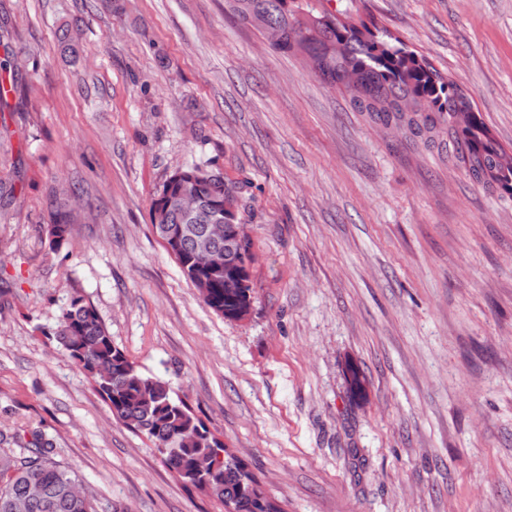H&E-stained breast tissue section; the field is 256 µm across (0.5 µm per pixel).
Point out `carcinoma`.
Returning a JSON list of instances; mask_svg holds the SVG:
<instances>
[{
    "label": "carcinoma",
    "instance_id": "carcinoma-1",
    "mask_svg": "<svg viewBox=\"0 0 512 512\" xmlns=\"http://www.w3.org/2000/svg\"><path fill=\"white\" fill-rule=\"evenodd\" d=\"M232 8L240 21L251 17L256 28L280 29L282 40L274 47L281 54H301L329 84L346 87L345 75L359 74V85L348 89L352 108L376 125L399 126L406 143L416 150L453 148L455 157L469 176L491 191L512 195V152L507 151L484 123L473 101L439 74L430 63L402 43H392L370 29H359L346 21L303 10L293 0H235ZM17 55L0 60V79H14ZM198 174L192 183L198 209L190 219L173 209L159 211L158 196L176 194L183 180ZM240 187L224 179L218 170L201 164L174 170L156 189L151 203V223L157 236L165 238L164 225L187 224L190 235L176 253L182 274L192 284L197 276L190 265L197 239L208 236L210 250L235 267L253 259L251 241L244 243L228 235H212L213 224L232 228L224 219V197L236 195ZM78 195L77 187L52 191L53 201L46 226V240L60 250L81 214L68 207L66 197ZM251 296V286L224 287V269L211 275L204 303L228 315L235 297ZM83 371L112 415L143 435L168 469L184 484L205 492L234 512H264L249 481L256 476L234 455H221L224 443L179 398L170 384L144 375L124 350L112 340L97 309L81 296L71 297L61 308L56 326L45 333ZM345 379L350 396L362 400L367 377L349 363ZM81 481L60 465L42 442L33 448L0 447V512H98L88 495L76 488Z\"/></svg>",
    "mask_w": 512,
    "mask_h": 512
}]
</instances>
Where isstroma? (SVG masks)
Returning a JSON list of instances; mask_svg holds the SVG:
<instances>
[{
	"label": "stroma",
	"instance_id": "obj_1",
	"mask_svg": "<svg viewBox=\"0 0 512 512\" xmlns=\"http://www.w3.org/2000/svg\"><path fill=\"white\" fill-rule=\"evenodd\" d=\"M312 6L415 50L512 148V0ZM0 27L20 63L0 107V430L50 443L103 510L224 512L46 337L80 295L284 512H512V197L375 128L226 0H0ZM205 161L241 188L242 320L151 224L155 189ZM53 184L88 215L56 252ZM345 379L350 396L355 400H362L367 392V377L364 371L354 363H348L345 369Z\"/></svg>",
	"mask_w": 512,
	"mask_h": 512
}]
</instances>
